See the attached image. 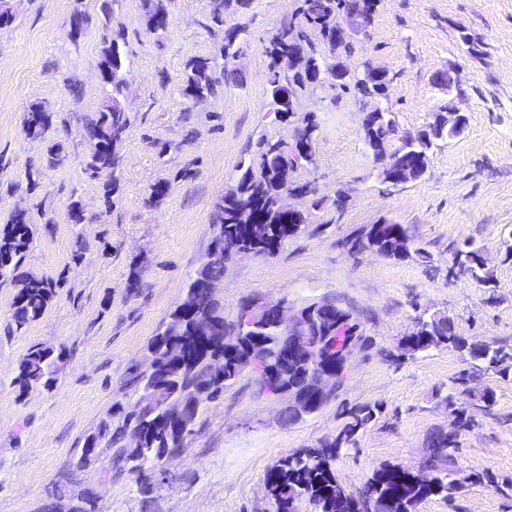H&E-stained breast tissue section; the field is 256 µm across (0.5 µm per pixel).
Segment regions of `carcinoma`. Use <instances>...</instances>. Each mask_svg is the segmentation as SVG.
<instances>
[{
    "label": "carcinoma",
    "instance_id": "obj_1",
    "mask_svg": "<svg viewBox=\"0 0 512 512\" xmlns=\"http://www.w3.org/2000/svg\"><path fill=\"white\" fill-rule=\"evenodd\" d=\"M377 0H301L298 14L283 21L270 42L268 54L271 65L292 51L307 54L311 73H295L285 81L270 76L269 106L284 121L290 120V102L315 85V77L322 74L323 81L336 85L345 93H354L363 100L382 95L381 85L371 83L364 75L338 77L329 72L323 62L325 49L333 47L332 36L336 20L341 17H365L372 22ZM153 30L163 31L170 24L168 12L161 0H145ZM100 63L109 68L105 83L112 86V96L90 119L88 130L89 154L86 173L92 178L110 179L106 185L105 201L111 203L116 182L111 180L119 166L118 146L128 127V118L121 110L124 80L123 58L119 41L114 39L102 51ZM215 61L195 57L187 66V77L182 93L189 99L205 97L216 92L220 80L215 76ZM369 128L365 138L371 150L388 149L391 139L385 132L396 131L394 120L387 111L375 109L367 114ZM54 115L40 103L30 105L24 117V129L32 139H42L53 125ZM303 127L311 134L306 148L308 162H315L318 125L307 116ZM466 124L448 128L439 126L435 135L427 137L424 131L406 132L399 137V146L392 153L409 158L425 169L433 144L438 140L459 136ZM290 158L276 141H265L255 159L246 167L232 191L216 204V224L206 260L189 282L185 299L168 315L162 328L146 346L145 367L136 371L134 382L146 405L131 411L117 402L112 416L101 421L97 429L88 433L85 441L99 448L111 450L107 474L141 473L153 467L165 452H177L197 424L203 403L215 399L232 385L242 372L250 367L251 356L260 354L269 368L277 371L278 380L256 376L259 391L278 395L291 385L305 384L316 374V369L302 360L288 363L283 353L290 342L287 327L265 310L255 312L250 319L239 317L237 325L224 323V309L212 297L207 285L224 280V257L214 255L224 250V240L235 238L254 256H272V246L282 247L288 239L302 233L307 224L305 211L296 212L294 230L281 219L277 204L282 179L289 172ZM35 225L25 214H12L0 225V281L16 288L13 301V321L18 328L41 318L56 293L52 279L35 276L23 270V264L34 240ZM350 250L369 247L395 259H406L426 254L414 247L411 236L402 224H369L348 240ZM482 249L466 243L454 252L453 262H464L468 274L488 282L491 274L480 260ZM314 309L318 327L309 332L307 340L323 347L330 361L341 360L347 339H360L365 347L370 339L349 312L331 299L309 303L304 309ZM215 322V330L207 339L196 336L197 315ZM405 353L414 355L431 349L446 347L457 351L471 361L470 368L454 378L455 389L448 392L445 403L455 415L457 427L465 429L471 416L457 407V396L465 395L471 405L489 410L495 403L493 390H475L471 379L489 372L507 377L512 372V347L494 345L461 335L454 323L445 315L432 314L418 317L415 328L403 338ZM66 355L51 346L35 345L21 359L16 385L25 392L34 387H48L63 371ZM184 405L177 422L168 421L166 401ZM381 413L378 405L354 406L345 410L347 421L334 440L318 448L298 451L280 460L266 474L265 489L275 512H295L299 502L313 506L314 512H415L423 501L439 497L452 501L459 490L457 479L451 477L443 463L450 460L446 453L457 447V434L437 432L431 436V453L426 467L431 469V480L423 483L418 474L401 465H386L374 471L367 487L371 495H350L336 478L334 463L343 445L350 443ZM138 431L141 441L131 448L126 442L129 429Z\"/></svg>",
    "mask_w": 512,
    "mask_h": 512
}]
</instances>
